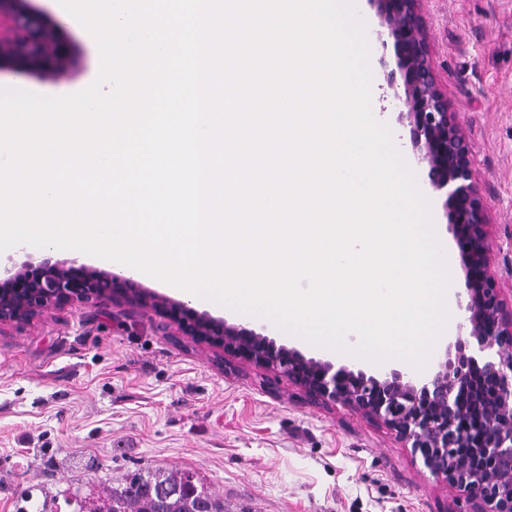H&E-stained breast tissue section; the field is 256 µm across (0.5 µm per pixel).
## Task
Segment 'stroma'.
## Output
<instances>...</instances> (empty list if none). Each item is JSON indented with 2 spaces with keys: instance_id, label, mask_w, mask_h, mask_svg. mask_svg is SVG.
I'll use <instances>...</instances> for the list:
<instances>
[{
  "instance_id": "obj_1",
  "label": "stroma",
  "mask_w": 512,
  "mask_h": 512,
  "mask_svg": "<svg viewBox=\"0 0 512 512\" xmlns=\"http://www.w3.org/2000/svg\"><path fill=\"white\" fill-rule=\"evenodd\" d=\"M73 38L59 77L0 67V89L61 96L100 68L93 36L31 0ZM366 25L372 114L428 199L451 262L464 276L444 209L410 145L405 115L380 64L381 19L357 0ZM428 56L441 93L468 133L487 219L489 273L512 309V0H421ZM257 332L306 357L368 374L389 364L339 357L260 324ZM195 472L224 512H478V499L436 480L383 423L309 397L282 374L214 354L177 336L147 306L74 302L0 330V512L92 508L135 467Z\"/></svg>"
}]
</instances>
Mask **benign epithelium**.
Segmentation results:
<instances>
[{
  "mask_svg": "<svg viewBox=\"0 0 512 512\" xmlns=\"http://www.w3.org/2000/svg\"><path fill=\"white\" fill-rule=\"evenodd\" d=\"M0 0V64L32 66L48 76L72 61V36L25 5ZM387 30L395 67L386 72L396 106L411 126V147L431 188L445 196L461 254L467 303L466 335L456 336L430 376L392 369L382 377L305 357L273 338L199 313L147 291L132 279L74 263L25 264L0 277V328L74 301L122 299L150 305L177 326L179 334L220 348L256 366L277 371L324 403L348 405L384 423L420 456L438 479L480 498L487 512H512V312L488 272L486 223L480 188L463 127L438 91L427 56L418 0H369ZM483 418L476 434L466 415Z\"/></svg>",
  "mask_w": 512,
  "mask_h": 512,
  "instance_id": "obj_1",
  "label": "benign epithelium"
}]
</instances>
